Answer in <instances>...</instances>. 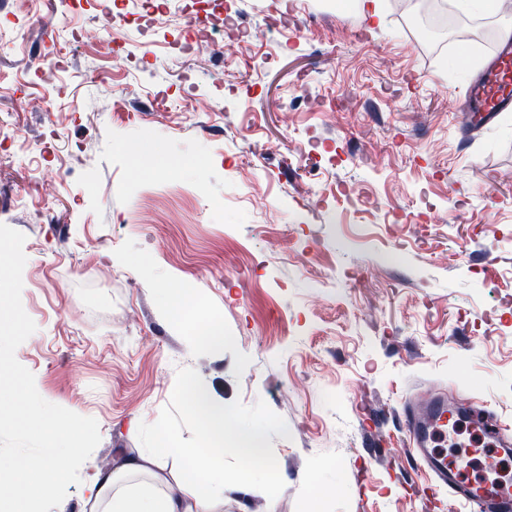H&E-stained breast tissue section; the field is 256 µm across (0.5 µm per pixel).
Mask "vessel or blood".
<instances>
[{
  "mask_svg": "<svg viewBox=\"0 0 512 512\" xmlns=\"http://www.w3.org/2000/svg\"><path fill=\"white\" fill-rule=\"evenodd\" d=\"M466 127L494 123L499 114L512 111V42L498 40L480 74L453 103ZM449 395L439 390L419 401H406L398 417L409 445V458L432 485L448 494L456 512H512V486L497 480L467 481L461 476L463 463L449 464ZM472 419L503 449L512 448V424L484 418L474 412Z\"/></svg>",
  "mask_w": 512,
  "mask_h": 512,
  "instance_id": "b4317fda",
  "label": "vessel or blood"
}]
</instances>
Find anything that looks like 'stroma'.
Here are the masks:
<instances>
[{
    "instance_id": "stroma-1",
    "label": "stroma",
    "mask_w": 512,
    "mask_h": 512,
    "mask_svg": "<svg viewBox=\"0 0 512 512\" xmlns=\"http://www.w3.org/2000/svg\"><path fill=\"white\" fill-rule=\"evenodd\" d=\"M433 2L188 0L200 56L186 17L0 0V460L60 417L99 462L201 447L191 381L235 414L224 512H440L396 412L457 385L512 421V112L462 133L489 51Z\"/></svg>"
}]
</instances>
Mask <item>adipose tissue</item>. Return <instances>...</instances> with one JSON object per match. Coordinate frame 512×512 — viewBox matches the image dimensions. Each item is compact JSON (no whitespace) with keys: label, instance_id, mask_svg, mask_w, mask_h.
<instances>
[{"label":"adipose tissue","instance_id":"1","mask_svg":"<svg viewBox=\"0 0 512 512\" xmlns=\"http://www.w3.org/2000/svg\"><path fill=\"white\" fill-rule=\"evenodd\" d=\"M85 431L59 425L27 464L15 512H40L68 467H88L84 512H224V455L217 448L181 450L180 473L166 471L160 458L171 439L162 434L154 448L121 449L113 467L95 466L85 448Z\"/></svg>","mask_w":512,"mask_h":512}]
</instances>
